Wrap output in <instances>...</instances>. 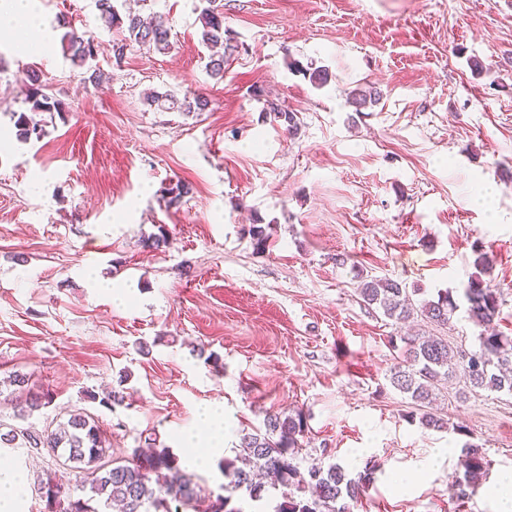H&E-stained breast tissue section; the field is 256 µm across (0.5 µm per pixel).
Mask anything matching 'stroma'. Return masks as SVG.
Instances as JSON below:
<instances>
[{
    "label": "stroma",
    "mask_w": 512,
    "mask_h": 512,
    "mask_svg": "<svg viewBox=\"0 0 512 512\" xmlns=\"http://www.w3.org/2000/svg\"><path fill=\"white\" fill-rule=\"evenodd\" d=\"M128 4L168 16L170 52L115 59L95 0H39L28 52L0 37V379L19 372L50 393L30 424L79 410L114 461L151 437L181 457L185 434L207 441L197 415L219 399L230 458L241 430L300 410V469L373 465L355 512H512L499 493L512 396L451 381L434 409L448 429L425 428L390 382L401 331L357 292L390 277L426 298L462 295L480 248L512 336V0H224L236 50L219 80L198 0ZM69 26L98 40L100 85L65 55ZM319 67L323 87L307 74ZM29 68L66 109L25 142ZM366 86L380 99L355 110L347 98ZM166 90L209 106L146 104ZM269 100L297 114V134ZM179 180L191 190L169 203ZM486 187L488 208L473 202ZM162 227L167 247H143ZM112 389L122 404L87 397ZM467 443L490 468L459 500ZM2 459L25 480L14 512H44L40 478L85 479L45 450Z\"/></svg>",
    "instance_id": "35a3bbf8"
}]
</instances>
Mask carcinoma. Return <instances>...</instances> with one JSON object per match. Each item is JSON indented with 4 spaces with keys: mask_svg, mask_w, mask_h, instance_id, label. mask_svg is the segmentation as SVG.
I'll list each match as a JSON object with an SVG mask.
<instances>
[{
    "mask_svg": "<svg viewBox=\"0 0 512 512\" xmlns=\"http://www.w3.org/2000/svg\"><path fill=\"white\" fill-rule=\"evenodd\" d=\"M118 2L95 0L102 26L108 31L125 32L124 38L113 44L117 57H122L130 47L162 54L170 52L173 43L166 16L155 14L146 21L136 14L120 12ZM201 2V42L211 50L206 71L210 77L222 79L225 66L235 51L232 38L224 28V3L222 0ZM62 44L73 65L90 67V61L97 53L94 36L68 31L62 37ZM25 78L29 83L28 111L35 114L62 111L61 101L45 92L46 84L39 71L29 69ZM379 98V92L373 87L356 89L350 95L352 103L359 109L376 104ZM146 102L176 112H202L208 108V100L204 98L187 93L180 98L169 91L153 92ZM266 111L274 114L288 133L298 130L295 112L273 101L267 102ZM15 127L23 140L38 138L42 133V126L24 112L18 115ZM476 265L480 274L468 281L463 300L469 318L480 328L477 349L455 351L440 336L404 337L403 360L391 369L392 386L410 397L421 411L422 424L435 430L445 428V422L429 411L434 391L457 373L474 392L512 396V336L495 328L500 314L499 297L481 278L491 270L487 254L479 253ZM417 294L419 290L410 291L403 282L387 277L366 279L359 288V296L365 305L397 322H404L416 314L430 323L446 326L460 309L458 299L446 290L438 291L434 298L417 299ZM9 386L13 387L14 416L20 420L50 404L48 395L31 392L28 380L21 374L13 375ZM306 429L305 418L299 411L268 416L263 426L241 435L235 457L224 459V476L230 478L232 488L244 492L252 500L261 499L265 491L258 476H273L283 487L282 501L276 512H352L353 503L370 483L372 472L367 470L350 478L336 464L327 467L313 464L301 471L294 459ZM1 445L26 448L31 452L49 448L61 452L67 461L83 466L91 496L87 499L76 497L70 488L48 476L40 482L46 512H98L91 505L97 498L119 506L120 512H182L193 507L200 496L191 475L180 469L177 456L165 447L147 452L136 450L126 464L105 462L109 453L106 437L95 421L81 412L70 414L67 421L51 431L38 432L29 427L0 423ZM487 465L481 449L474 446L463 449V477L454 484L458 495H467V489L487 470ZM174 502L178 506H172ZM209 512H241V509L233 504L231 497L219 494L211 500Z\"/></svg>",
    "mask_w": 512,
    "mask_h": 512,
    "instance_id": "1",
    "label": "carcinoma"
}]
</instances>
